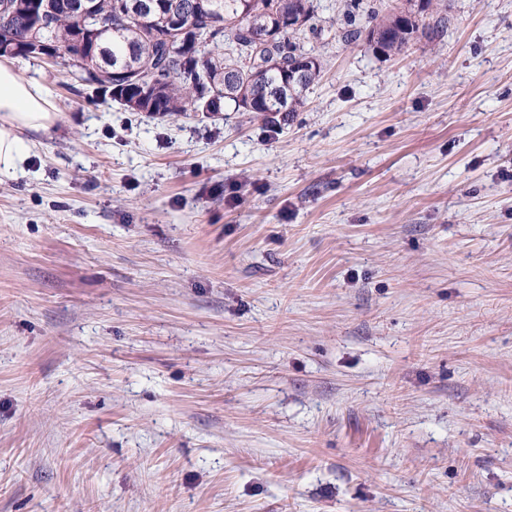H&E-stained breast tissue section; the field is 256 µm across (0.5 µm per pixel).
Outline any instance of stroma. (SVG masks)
<instances>
[{
	"label": "stroma",
	"instance_id": "35a3bbf8",
	"mask_svg": "<svg viewBox=\"0 0 512 512\" xmlns=\"http://www.w3.org/2000/svg\"><path fill=\"white\" fill-rule=\"evenodd\" d=\"M278 132L60 121L0 175V512H512V0Z\"/></svg>",
	"mask_w": 512,
	"mask_h": 512
}]
</instances>
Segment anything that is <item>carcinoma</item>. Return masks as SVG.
Masks as SVG:
<instances>
[{"instance_id":"carcinoma-1","label":"carcinoma","mask_w":512,"mask_h":512,"mask_svg":"<svg viewBox=\"0 0 512 512\" xmlns=\"http://www.w3.org/2000/svg\"><path fill=\"white\" fill-rule=\"evenodd\" d=\"M78 0H0V35L9 32L23 45L32 38L54 51V64L74 81L111 99L129 112L165 118L185 112H232L266 117L297 112L306 91L321 76L322 64L304 46L318 25L317 0H166L139 21L128 13L142 0H94L84 14ZM190 13L193 24L224 14V34L186 37L161 66L155 56L169 35L168 8ZM435 13L434 25L425 23ZM342 19L334 36L346 44L361 40L382 55L399 54L419 29L444 33L448 0L409 4L399 12L364 0H342ZM108 33L95 38L99 23ZM129 76L112 82V72Z\"/></svg>"}]
</instances>
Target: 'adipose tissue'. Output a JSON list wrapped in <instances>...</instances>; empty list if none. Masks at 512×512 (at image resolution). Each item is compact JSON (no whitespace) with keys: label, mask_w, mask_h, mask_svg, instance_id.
Instances as JSON below:
<instances>
[{"label":"adipose tissue","mask_w":512,"mask_h":512,"mask_svg":"<svg viewBox=\"0 0 512 512\" xmlns=\"http://www.w3.org/2000/svg\"><path fill=\"white\" fill-rule=\"evenodd\" d=\"M58 120L44 89L0 62V174L22 169L31 136L50 134Z\"/></svg>","instance_id":"1"}]
</instances>
